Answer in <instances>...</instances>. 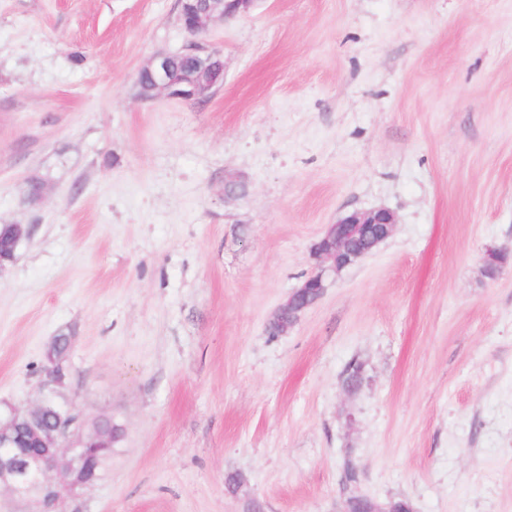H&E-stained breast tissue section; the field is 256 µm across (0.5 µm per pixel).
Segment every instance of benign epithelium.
I'll list each match as a JSON object with an SVG mask.
<instances>
[{"instance_id": "benign-epithelium-1", "label": "benign epithelium", "mask_w": 512, "mask_h": 512, "mask_svg": "<svg viewBox=\"0 0 512 512\" xmlns=\"http://www.w3.org/2000/svg\"><path fill=\"white\" fill-rule=\"evenodd\" d=\"M257 0H179V21L191 36L209 32L218 21L248 13ZM185 55L193 63L180 74L172 72L171 54L161 52L144 67L152 76L154 92L185 100L207 97L223 84L224 66L212 65V56L191 47ZM396 224L395 214L386 208L353 211L329 225L315 244L313 256L319 267L338 272L355 264L390 237ZM12 236L0 244V266L13 261L21 239L27 234L21 224L12 225ZM324 292L323 272L309 276L280 305L270 323L278 334L288 333L302 313ZM51 343L44 372L49 382L63 383L64 364ZM75 417L53 398L46 396L34 407L21 412L10 409L0 418V489L20 499H32L31 512H58L57 506L65 491L71 493L87 488L96 481L97 448L110 447V438L99 428L87 434L70 437Z\"/></svg>"}]
</instances>
